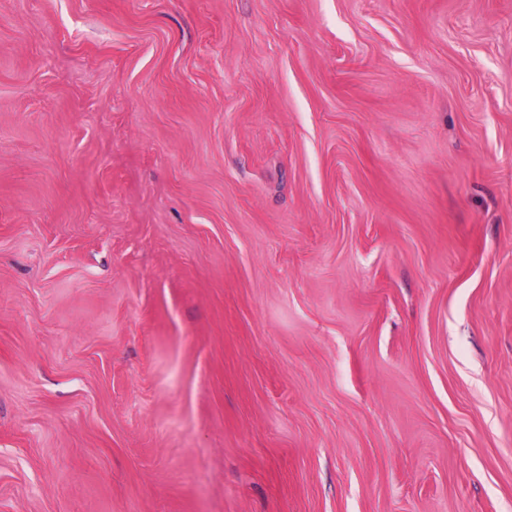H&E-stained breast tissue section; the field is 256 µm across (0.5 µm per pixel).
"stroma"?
I'll return each instance as SVG.
<instances>
[{
  "label": "stroma",
  "instance_id": "obj_1",
  "mask_svg": "<svg viewBox=\"0 0 512 512\" xmlns=\"http://www.w3.org/2000/svg\"><path fill=\"white\" fill-rule=\"evenodd\" d=\"M0 512H512V0H0Z\"/></svg>",
  "mask_w": 512,
  "mask_h": 512
}]
</instances>
